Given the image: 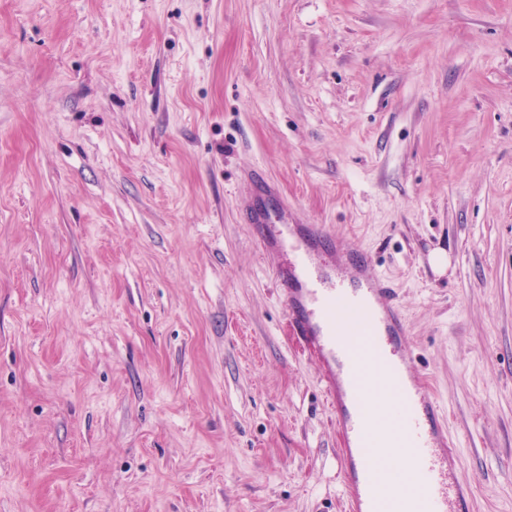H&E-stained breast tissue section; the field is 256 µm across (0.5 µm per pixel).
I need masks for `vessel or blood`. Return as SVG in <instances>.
I'll use <instances>...</instances> for the list:
<instances>
[{"mask_svg": "<svg viewBox=\"0 0 512 512\" xmlns=\"http://www.w3.org/2000/svg\"><path fill=\"white\" fill-rule=\"evenodd\" d=\"M251 224L265 250L291 254L290 266L278 267L275 277L294 336L328 370L327 398L346 438L339 478L352 512H389L397 500L406 512H470L445 417L402 351L406 329L386 280L325 225L294 224L282 232L261 212ZM377 373L398 390L399 451L419 473L410 487L383 469L372 449L374 421L360 412Z\"/></svg>", "mask_w": 512, "mask_h": 512, "instance_id": "vessel-or-blood-1", "label": "vessel or blood"}]
</instances>
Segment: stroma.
<instances>
[{
	"label": "stroma",
	"mask_w": 512,
	"mask_h": 512,
	"mask_svg": "<svg viewBox=\"0 0 512 512\" xmlns=\"http://www.w3.org/2000/svg\"><path fill=\"white\" fill-rule=\"evenodd\" d=\"M258 205L370 257L512 512V0H0V512H345Z\"/></svg>",
	"instance_id": "1"
}]
</instances>
